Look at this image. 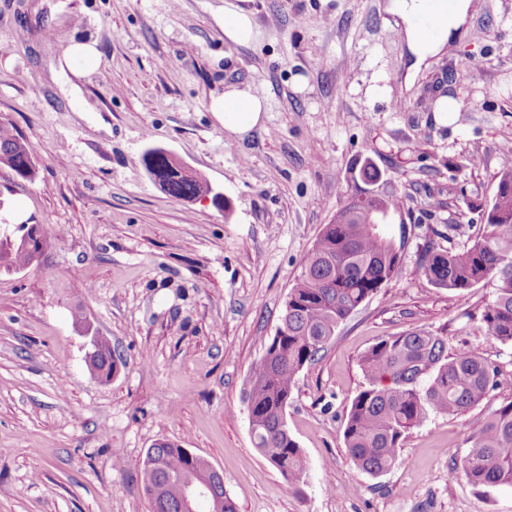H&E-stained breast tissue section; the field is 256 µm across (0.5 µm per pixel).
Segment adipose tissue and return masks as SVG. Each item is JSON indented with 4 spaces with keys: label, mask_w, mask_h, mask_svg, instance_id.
I'll return each mask as SVG.
<instances>
[{
    "label": "adipose tissue",
    "mask_w": 512,
    "mask_h": 512,
    "mask_svg": "<svg viewBox=\"0 0 512 512\" xmlns=\"http://www.w3.org/2000/svg\"><path fill=\"white\" fill-rule=\"evenodd\" d=\"M439 0H387L385 11L388 25L405 38L410 64L407 80H414L427 70L434 58L444 54L448 44L461 33L472 9V0H456L436 34H425L420 21L428 11L439 10ZM267 98L264 94L236 86L226 87L222 97L214 99L210 110L227 132L244 135L256 127L265 112Z\"/></svg>",
    "instance_id": "1"
}]
</instances>
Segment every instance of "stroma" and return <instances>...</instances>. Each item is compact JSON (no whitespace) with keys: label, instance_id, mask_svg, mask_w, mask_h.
<instances>
[{"label":"stroma","instance_id":"obj_1","mask_svg":"<svg viewBox=\"0 0 512 512\" xmlns=\"http://www.w3.org/2000/svg\"><path fill=\"white\" fill-rule=\"evenodd\" d=\"M226 0H0V122L35 146L38 175L0 173V220L62 233L41 262L0 272V512H150L141 470L167 440L224 476L237 512H512V488L449 477L473 432L512 401V344L489 339L491 287L457 296L422 275L428 247L478 236L512 153V0H473L465 36L413 85L385 0H233L254 38L226 39ZM97 51L61 91L69 46ZM263 89L244 136L210 110L226 86ZM460 108L435 119V97ZM165 147L223 190L172 197L146 174ZM405 195L398 274L297 376L286 418L307 473L288 483L254 447L244 403L301 260L364 163ZM84 321L76 323L74 312ZM414 329L479 353L500 386L436 415L378 476L353 466L343 418L364 387L358 359ZM124 364L99 381L88 335Z\"/></svg>","mask_w":512,"mask_h":512}]
</instances>
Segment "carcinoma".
Listing matches in <instances>:
<instances>
[{
  "mask_svg": "<svg viewBox=\"0 0 512 512\" xmlns=\"http://www.w3.org/2000/svg\"><path fill=\"white\" fill-rule=\"evenodd\" d=\"M0 162L36 170L33 145L4 124ZM162 185L178 199L209 190L199 179L168 172ZM404 205L405 196L376 191L352 197L336 212L304 255L276 333L252 368L245 402L253 445L291 483L302 482L307 471L286 421L295 378L316 360L336 327L397 275L404 238L387 236L379 220L401 212ZM483 213L478 237L459 249L427 250L421 270L432 285L451 293L492 284L496 295L481 313V327L491 339L512 343V155L503 157L496 192ZM31 262L29 252L0 236V269L25 268ZM91 365L106 381L118 370L107 337L98 338ZM359 366L366 385L351 401L343 438L353 466L373 476L397 463L406 436L430 415L462 414L497 386L496 369L472 350L448 352V337L441 331L417 329L384 339L360 355ZM461 467L475 487H512V401L475 431ZM186 473L224 497L223 512H237L214 481L210 465L189 460L183 449L168 442L148 449L144 460L143 486L151 512H182L180 480Z\"/></svg>",
  "mask_w": 512,
  "mask_h": 512,
  "instance_id": "cac0c4a2",
  "label": "carcinoma"
}]
</instances>
